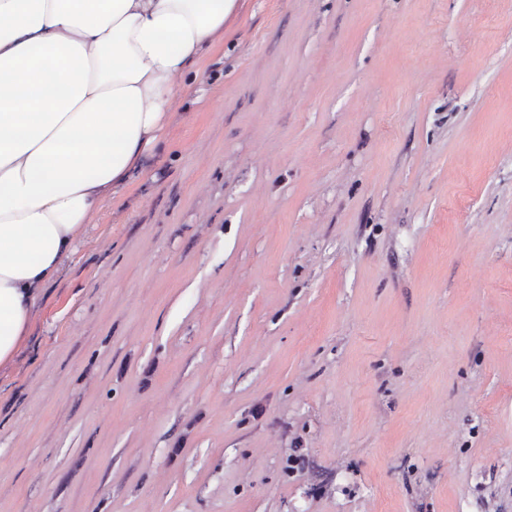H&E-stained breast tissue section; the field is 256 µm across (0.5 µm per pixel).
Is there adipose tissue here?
<instances>
[{"label":"adipose tissue","instance_id":"adipose-tissue-1","mask_svg":"<svg viewBox=\"0 0 512 512\" xmlns=\"http://www.w3.org/2000/svg\"><path fill=\"white\" fill-rule=\"evenodd\" d=\"M239 0H0V367Z\"/></svg>","mask_w":512,"mask_h":512}]
</instances>
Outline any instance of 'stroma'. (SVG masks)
Segmentation results:
<instances>
[{"instance_id":"obj_1","label":"stroma","mask_w":512,"mask_h":512,"mask_svg":"<svg viewBox=\"0 0 512 512\" xmlns=\"http://www.w3.org/2000/svg\"><path fill=\"white\" fill-rule=\"evenodd\" d=\"M152 154L0 368V512H512V0H243Z\"/></svg>"}]
</instances>
